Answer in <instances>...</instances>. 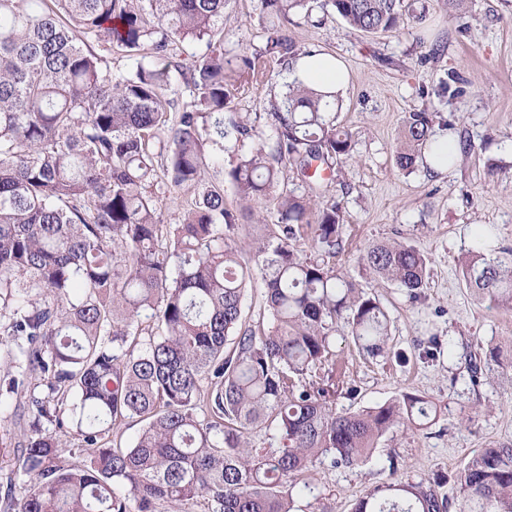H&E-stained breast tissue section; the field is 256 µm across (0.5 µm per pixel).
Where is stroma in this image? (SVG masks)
<instances>
[{"instance_id": "1", "label": "stroma", "mask_w": 512, "mask_h": 512, "mask_svg": "<svg viewBox=\"0 0 512 512\" xmlns=\"http://www.w3.org/2000/svg\"><path fill=\"white\" fill-rule=\"evenodd\" d=\"M428 19L385 34H367L330 19L301 23L299 43L338 56L350 74L336 111L351 130L353 148L328 185V198L341 207L345 249L336 267L360 288L377 295L391 319V353L373 359L359 352L351 337L337 332L339 367L355 388L338 395L337 410L355 411L404 393L426 394L442 413L424 430L406 429L382 438L372 460L356 468L323 463L304 480L311 491L296 501L298 512H352L375 487L397 480L457 474L483 448L512 445V309L493 308L466 288L459 262L467 252L512 249V0H464L447 11L442 0H423ZM440 44L438 59L421 62L429 45ZM263 44L258 0H232L224 13V49L253 52ZM288 76L271 67L269 81L249 95L232 97L231 110L255 123L266 145L276 140L265 122L269 100L285 90ZM428 109L450 123L459 145L454 165L435 173L397 169L394 155L405 113ZM249 144L227 139L207 171L223 184L228 207L237 196L228 177ZM375 241L415 245L429 258L422 296L376 282L360 257ZM440 337L450 351L435 359L419 345ZM501 353L499 365L471 384L467 351ZM19 396L0 394V434L14 445L0 455V499L21 501L31 478L20 467L25 429L16 409Z\"/></svg>"}]
</instances>
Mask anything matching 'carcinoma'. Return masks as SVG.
Returning a JSON list of instances; mask_svg holds the SVG:
<instances>
[{"mask_svg":"<svg viewBox=\"0 0 512 512\" xmlns=\"http://www.w3.org/2000/svg\"><path fill=\"white\" fill-rule=\"evenodd\" d=\"M334 14L351 28L389 33L426 20L405 0H259L264 45L224 56L228 0H0V336L11 393L34 422L21 444L34 484L20 512H295L299 477L317 463L359 467L377 442L440 415L429 396L405 393L358 411H336L344 373L336 324L363 353H388L390 320L379 299L336 270L344 215L326 199L353 134L336 124V95L293 79L270 101L274 147L240 155L229 176L240 202L203 185L206 145L256 128L227 110L234 91L293 73L311 54L293 16ZM103 38L134 61L112 80ZM200 47L190 67L174 49ZM193 100L178 103L174 75ZM437 113H405L395 164L411 173L426 158L456 157L435 139ZM311 194L277 192L285 171ZM201 190L177 224L164 223L158 194ZM262 199L277 223L251 247L231 240ZM311 238L315 251L301 241ZM374 279L406 292L426 285L428 259L401 242L370 244ZM260 270L268 330L242 321L248 281ZM466 287L512 308V249L470 251ZM149 316L154 327L143 326ZM129 419L143 423L133 446H113ZM72 425L68 450L41 427ZM265 430L275 448L250 445ZM459 512H512V445L483 448L456 477ZM440 479L378 487L353 512H449Z\"/></svg>","mask_w":512,"mask_h":512,"instance_id":"cac0c4a2","label":"carcinoma"}]
</instances>
